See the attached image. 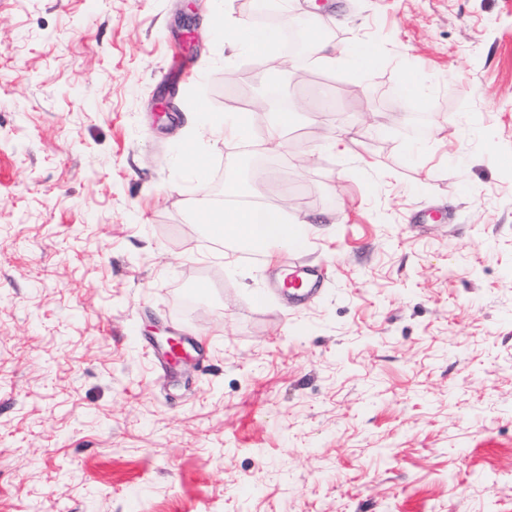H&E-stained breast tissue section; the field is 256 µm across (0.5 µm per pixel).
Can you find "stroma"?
I'll list each match as a JSON object with an SVG mask.
<instances>
[{
	"instance_id": "1",
	"label": "stroma",
	"mask_w": 512,
	"mask_h": 512,
	"mask_svg": "<svg viewBox=\"0 0 512 512\" xmlns=\"http://www.w3.org/2000/svg\"><path fill=\"white\" fill-rule=\"evenodd\" d=\"M254 2L197 0L191 39L185 0H0V512H512V0H298L382 63L282 53L273 155L224 41L278 31ZM241 112L248 151L213 132ZM222 176L330 224L313 299L271 287L291 253L225 266ZM174 334L201 363L154 364ZM295 110H282L273 112L272 118L267 122L264 145L266 150L277 152L283 147L284 131L296 120Z\"/></svg>"
}]
</instances>
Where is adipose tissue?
I'll return each instance as SVG.
<instances>
[{
    "label": "adipose tissue",
    "mask_w": 512,
    "mask_h": 512,
    "mask_svg": "<svg viewBox=\"0 0 512 512\" xmlns=\"http://www.w3.org/2000/svg\"><path fill=\"white\" fill-rule=\"evenodd\" d=\"M283 21L288 26L305 24L310 35L308 52L321 64L329 67L347 64L366 77L379 64L380 53L374 43H333L322 34L314 16L295 13L293 7L288 6L284 9ZM224 37L233 48L259 58L267 71L278 73L281 61L274 49L275 33L258 31L247 23L237 22L225 26ZM248 193L244 182H225V204L210 209L205 217L210 233L220 235L229 247H240L269 258L280 249H297L306 244L309 228L290 224L285 206L241 204V197Z\"/></svg>",
    "instance_id": "ef3b65f1"
}]
</instances>
